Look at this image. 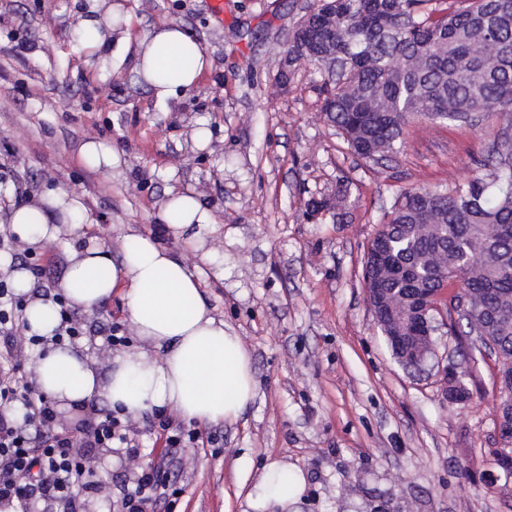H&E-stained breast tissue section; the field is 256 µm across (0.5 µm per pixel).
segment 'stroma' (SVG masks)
Wrapping results in <instances>:
<instances>
[{
    "instance_id": "35a3bbf8",
    "label": "stroma",
    "mask_w": 512,
    "mask_h": 512,
    "mask_svg": "<svg viewBox=\"0 0 512 512\" xmlns=\"http://www.w3.org/2000/svg\"><path fill=\"white\" fill-rule=\"evenodd\" d=\"M315 0H15L0 21V209L72 191L79 229L33 248L57 263L54 297L72 248L94 242L120 259L132 232H148L191 267L202 298L249 350L256 396L233 423L201 426L217 444L185 448L172 476L176 512H241L264 466L300 468L297 512H512V480L494 462L499 357L439 317L441 364L460 363L471 398L452 405L437 369L407 373L368 305L362 266L385 209L401 190L464 184L506 117L474 128L419 120L376 162L351 153L322 108L327 86L311 62L278 78L292 31ZM97 13L112 33V66L72 34ZM164 22L202 47L208 67L186 95L158 100L136 78L138 39ZM79 53L82 66L69 64ZM112 145L119 163L86 166L81 147ZM211 213L199 229L209 260L160 220L172 193ZM340 199L310 216V199ZM124 302L113 295L86 321L77 350L108 370L103 330ZM93 512H113L135 465L88 448Z\"/></svg>"
}]
</instances>
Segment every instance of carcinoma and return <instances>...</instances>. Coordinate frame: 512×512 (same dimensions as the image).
<instances>
[{
  "label": "carcinoma",
  "instance_id": "1",
  "mask_svg": "<svg viewBox=\"0 0 512 512\" xmlns=\"http://www.w3.org/2000/svg\"><path fill=\"white\" fill-rule=\"evenodd\" d=\"M316 0L311 27L332 88L323 110L360 158L393 149L418 117L472 125L494 112L512 121V0ZM398 61V67L390 65ZM486 173L453 188L396 196L371 241L363 280L384 293L439 288L459 271L484 331L512 361V135L494 140ZM480 250L485 262L468 265Z\"/></svg>",
  "mask_w": 512,
  "mask_h": 512
}]
</instances>
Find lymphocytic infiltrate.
Segmentation results:
<instances>
[{"mask_svg":"<svg viewBox=\"0 0 512 512\" xmlns=\"http://www.w3.org/2000/svg\"><path fill=\"white\" fill-rule=\"evenodd\" d=\"M0 252L10 263L0 267V507L13 512H82L80 493L91 485L90 462L79 456L82 448H119L136 460L145 446L137 423L119 410L101 412L87 425L70 429L57 420L48 397L29 382L22 362L23 348L44 343L32 333L9 277L14 267L42 278L53 259L29 260L16 236L0 232ZM151 433L160 449L159 463L139 468L120 500V512H154L159 500L178 497L179 490L166 478L164 459L186 447L212 443V436L159 419Z\"/></svg>","mask_w":512,"mask_h":512,"instance_id":"f902f5d3","label":"lymphocytic infiltrate"}]
</instances>
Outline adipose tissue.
<instances>
[{
  "instance_id": "ef3b65f1",
  "label": "adipose tissue",
  "mask_w": 512,
  "mask_h": 512,
  "mask_svg": "<svg viewBox=\"0 0 512 512\" xmlns=\"http://www.w3.org/2000/svg\"><path fill=\"white\" fill-rule=\"evenodd\" d=\"M140 45L144 61L162 74L152 86L161 100L190 92L209 64L198 42L173 23L147 31ZM186 54L194 60L187 70L179 64ZM81 211L77 194L57 191L14 210L12 224L20 238L37 246L57 240L62 226L74 225ZM161 220L179 236L190 226L210 224L211 215L186 191L170 196ZM200 286L199 270L148 234H129L117 262L92 242L72 251L62 295L73 306L92 310L120 293L142 346L117 354L104 372L88 355L49 347L35 364L39 389L67 407L102 397L134 417L168 408L202 423L238 420L255 396L252 358L233 329L212 315ZM304 488L302 472L274 462L244 506L247 512H288Z\"/></svg>"
}]
</instances>
